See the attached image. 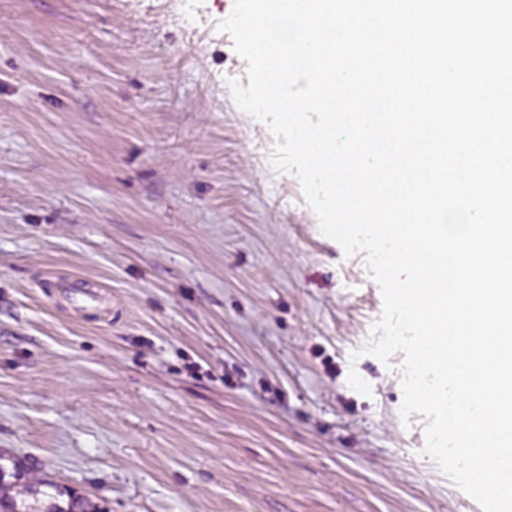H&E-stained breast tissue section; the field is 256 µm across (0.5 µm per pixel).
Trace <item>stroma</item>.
<instances>
[{
    "label": "stroma",
    "instance_id": "obj_1",
    "mask_svg": "<svg viewBox=\"0 0 512 512\" xmlns=\"http://www.w3.org/2000/svg\"><path fill=\"white\" fill-rule=\"evenodd\" d=\"M233 6L0 0V452L101 512H482L361 352L364 254L254 149Z\"/></svg>",
    "mask_w": 512,
    "mask_h": 512
}]
</instances>
